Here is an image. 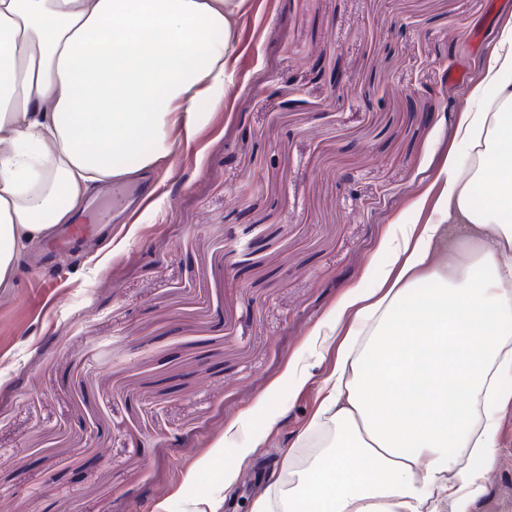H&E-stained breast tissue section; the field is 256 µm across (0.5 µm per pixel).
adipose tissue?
Instances as JSON below:
<instances>
[{
  "label": "adipose tissue",
  "instance_id": "obj_1",
  "mask_svg": "<svg viewBox=\"0 0 512 512\" xmlns=\"http://www.w3.org/2000/svg\"><path fill=\"white\" fill-rule=\"evenodd\" d=\"M241 0H0V285L91 189L152 168L231 89ZM457 122L422 224L394 225L288 467L251 512H473L512 409V26ZM492 186L475 206V185Z\"/></svg>",
  "mask_w": 512,
  "mask_h": 512
}]
</instances>
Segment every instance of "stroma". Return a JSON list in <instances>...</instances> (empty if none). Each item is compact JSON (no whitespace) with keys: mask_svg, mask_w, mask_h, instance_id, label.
Here are the masks:
<instances>
[{"mask_svg":"<svg viewBox=\"0 0 512 512\" xmlns=\"http://www.w3.org/2000/svg\"><path fill=\"white\" fill-rule=\"evenodd\" d=\"M394 19L411 25L396 43ZM507 24L512 0H244L233 92L149 172L145 210L118 224L116 200L88 194L98 245L60 259L50 288L22 256L0 288V512H193L218 493L206 461L229 432L253 453L226 459L238 479L218 512H250L336 364L311 333L374 287L393 222L425 223L413 203L436 199ZM254 225L262 241L234 277ZM499 440L475 512H512L511 411Z\"/></svg>","mask_w":512,"mask_h":512,"instance_id":"35a3bbf8","label":"stroma"}]
</instances>
